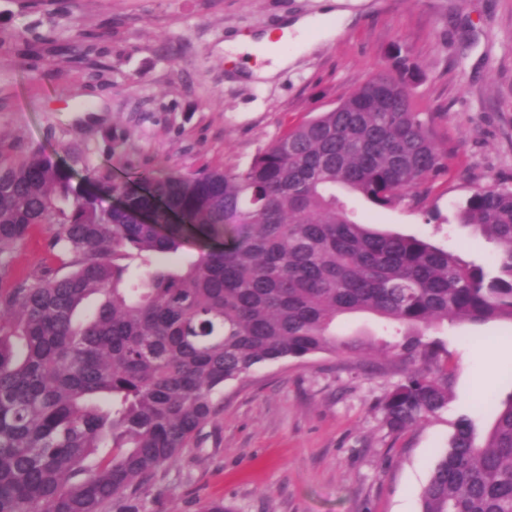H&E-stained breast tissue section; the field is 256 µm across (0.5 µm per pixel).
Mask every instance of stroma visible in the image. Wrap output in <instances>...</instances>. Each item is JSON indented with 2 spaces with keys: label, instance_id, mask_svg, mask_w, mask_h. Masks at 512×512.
<instances>
[{
  "label": "stroma",
  "instance_id": "obj_1",
  "mask_svg": "<svg viewBox=\"0 0 512 512\" xmlns=\"http://www.w3.org/2000/svg\"><path fill=\"white\" fill-rule=\"evenodd\" d=\"M351 24L269 81L264 57L231 54L241 34L310 17ZM0 150L41 147L113 173L244 169L289 128L329 111L400 49L422 77L417 108L446 169L421 198L380 208L348 204L383 231L417 235L488 265L493 245L454 218L475 188L512 187V0H0ZM36 55H27V48ZM51 230L31 229L10 281L53 265ZM340 339L359 358L323 352L257 365L215 396L216 413L145 494L149 512H419L420 494L459 415L478 432L512 393V321L433 331L448 351L447 410L400 434L374 408L400 377L366 314L343 316Z\"/></svg>",
  "mask_w": 512,
  "mask_h": 512
}]
</instances>
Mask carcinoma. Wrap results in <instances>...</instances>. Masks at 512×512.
Returning a JSON list of instances; mask_svg holds the SVG:
<instances>
[{"instance_id":"obj_1","label":"carcinoma","mask_w":512,"mask_h":512,"mask_svg":"<svg viewBox=\"0 0 512 512\" xmlns=\"http://www.w3.org/2000/svg\"><path fill=\"white\" fill-rule=\"evenodd\" d=\"M416 75L392 55L237 172L121 179L104 167L79 180L39 147L0 156V512H146V487L226 384L258 364L357 350L336 338L343 315L386 321L384 347L403 364L375 404L388 432L448 408V352L426 331L512 321V188L476 189L456 208L497 248L491 266L377 231L336 196L393 207L445 169ZM45 224L57 267L3 286ZM229 228L231 245H208ZM191 237L206 242L194 260L154 267ZM484 401L491 428L480 438L457 419L420 512H512V394Z\"/></svg>"}]
</instances>
